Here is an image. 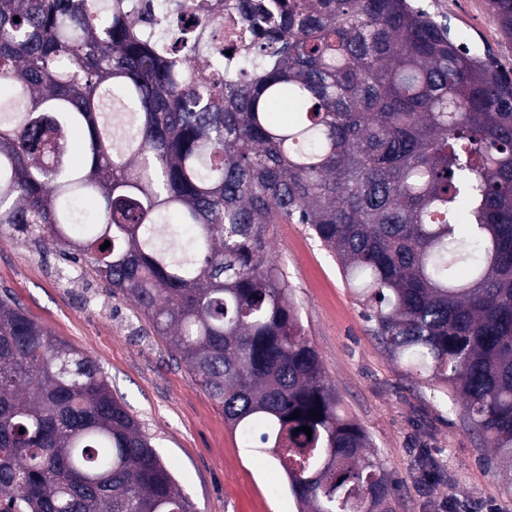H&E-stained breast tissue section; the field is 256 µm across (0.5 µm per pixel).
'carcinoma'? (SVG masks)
Returning a JSON list of instances; mask_svg holds the SVG:
<instances>
[{
    "label": "carcinoma",
    "mask_w": 512,
    "mask_h": 512,
    "mask_svg": "<svg viewBox=\"0 0 512 512\" xmlns=\"http://www.w3.org/2000/svg\"><path fill=\"white\" fill-rule=\"evenodd\" d=\"M170 6L0 0V240L86 258L303 512H393L269 255L270 226L302 224L512 475V79L408 0H240L233 62L218 4ZM489 6L511 42L512 0ZM19 505L193 512L99 365L4 292L0 512Z\"/></svg>",
    "instance_id": "carcinoma-1"
}]
</instances>
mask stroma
Here are the masks:
<instances>
[{
  "label": "stroma",
  "mask_w": 512,
  "mask_h": 512,
  "mask_svg": "<svg viewBox=\"0 0 512 512\" xmlns=\"http://www.w3.org/2000/svg\"><path fill=\"white\" fill-rule=\"evenodd\" d=\"M445 23L472 53L491 55L512 77L487 0H414ZM270 253L286 270L306 335L334 383L345 413L369 433L374 452L399 484L397 512H435L453 498L457 512H512V492L477 449L460 412L393 359L368 332L362 309L333 259L300 224L275 225ZM101 367L115 397L137 417L196 512H297L281 469L246 448L184 363L123 297L110 296L61 249L36 252L0 241V292ZM427 451L442 484L419 479Z\"/></svg>",
  "instance_id": "35a3bbf8"
}]
</instances>
